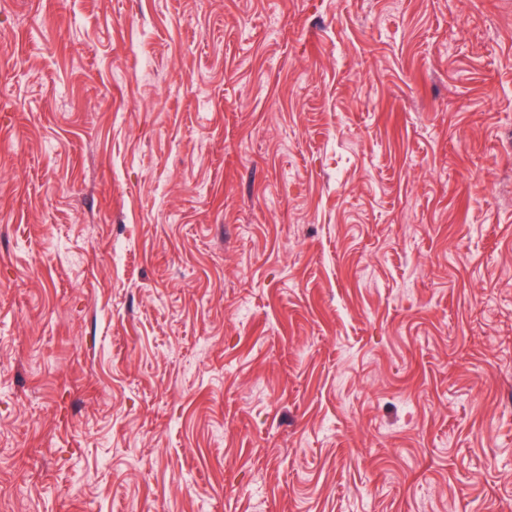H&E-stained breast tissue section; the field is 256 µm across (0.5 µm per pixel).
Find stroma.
I'll use <instances>...</instances> for the list:
<instances>
[{
    "mask_svg": "<svg viewBox=\"0 0 512 512\" xmlns=\"http://www.w3.org/2000/svg\"><path fill=\"white\" fill-rule=\"evenodd\" d=\"M0 512H512V0H0Z\"/></svg>",
    "mask_w": 512,
    "mask_h": 512,
    "instance_id": "stroma-1",
    "label": "stroma"
}]
</instances>
